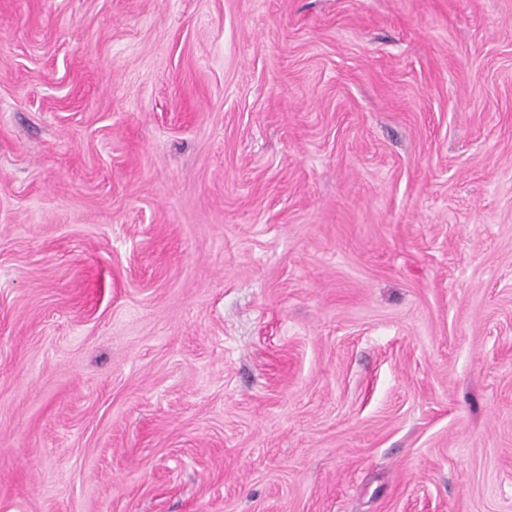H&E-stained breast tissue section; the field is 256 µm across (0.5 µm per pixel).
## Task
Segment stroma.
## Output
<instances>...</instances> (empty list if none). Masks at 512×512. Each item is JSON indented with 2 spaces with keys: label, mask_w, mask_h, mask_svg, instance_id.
<instances>
[{
  "label": "stroma",
  "mask_w": 512,
  "mask_h": 512,
  "mask_svg": "<svg viewBox=\"0 0 512 512\" xmlns=\"http://www.w3.org/2000/svg\"><path fill=\"white\" fill-rule=\"evenodd\" d=\"M0 512H512V0H0Z\"/></svg>",
  "instance_id": "stroma-1"
}]
</instances>
